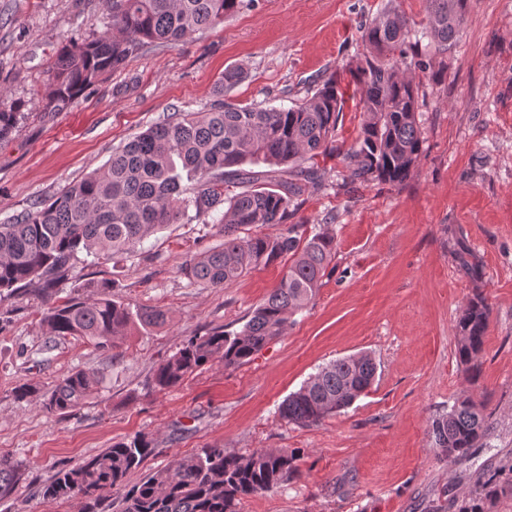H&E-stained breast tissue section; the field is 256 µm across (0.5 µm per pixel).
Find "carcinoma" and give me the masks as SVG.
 <instances>
[{"label":"carcinoma","instance_id":"1","mask_svg":"<svg viewBox=\"0 0 512 512\" xmlns=\"http://www.w3.org/2000/svg\"><path fill=\"white\" fill-rule=\"evenodd\" d=\"M253 0H109L108 29L83 42L67 41L49 70L51 91L44 106L57 112L82 96L99 78L121 69L148 44L176 46L186 37L224 23ZM423 51L410 50L409 20L387 2L362 30L366 53L348 72L359 94V134L347 150L336 131L347 103L346 91L331 76L289 107L240 104L226 98L201 112H179L133 136L112 151L100 169L24 215L0 224V295L41 297V321L53 341L76 336L102 349L133 331L165 323L161 309L133 307L112 294L113 285L89 282L82 292L58 297L57 282L79 255L118 264L167 224L220 214L224 243L194 254L182 273L203 288H222L252 268L287 256L279 283L250 313L235 334L214 330L190 337L159 363L147 388L162 393L219 358L235 368L282 334L290 319L313 299L335 258L336 240L328 232H308L290 224L299 197L318 181L316 159L342 154L345 183L404 184L423 153L418 122L419 84L412 71L429 73L433 58L455 43L468 0H428ZM245 78L231 66L217 86L226 97ZM21 104L0 94V143L21 118ZM265 165L276 174L258 170ZM240 191L224 194L226 178ZM279 224L269 237L252 232ZM489 307L472 299L460 316L457 357L466 381L479 373L489 324ZM377 364L368 354L333 361L288 395L279 415L311 426L351 406L368 393ZM103 383L96 368L75 370L44 394L41 405L52 415L79 409ZM486 415L470 397L459 399L432 423L434 447L446 457H466L484 435ZM155 451L153 438L136 434L61 471L40 489L47 501L76 500L78 512H106L112 493L125 490L120 512H239L243 499L269 492L298 472V459L279 451L228 453L219 446L172 461L126 487L128 476ZM23 464L0 457V499L25 480ZM499 489L498 478L483 483L479 496L458 512H488L485 504Z\"/></svg>","mask_w":512,"mask_h":512}]
</instances>
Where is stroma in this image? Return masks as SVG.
<instances>
[{"mask_svg": "<svg viewBox=\"0 0 512 512\" xmlns=\"http://www.w3.org/2000/svg\"><path fill=\"white\" fill-rule=\"evenodd\" d=\"M385 2L254 0L178 46L144 48L48 112V71L62 39L102 34L107 0H0V91L23 112L0 144V224L101 167L153 123L209 109L225 67L247 72L230 93L241 103L300 100L333 75L351 89L344 65L363 52L361 29ZM433 66L444 74L421 81L424 151L405 185L350 192L341 158L318 157L319 180L294 219L333 234L335 258L307 308L249 363L228 369L217 359L170 391L146 388L189 337L239 331L286 264L222 288L195 285L182 262L224 240L207 216L165 226L121 268L88 259L59 283L65 297L109 281L124 302L168 312L164 325L115 349L72 336L47 342L39 299L0 301V456L26 469L0 512H77L74 501H44L40 488L139 433L156 449L132 484L212 445L299 454V474L244 500L241 512H453L478 495L486 474L512 467V0H470L460 38ZM477 294L490 319L472 384L456 358L457 321ZM360 353L378 364L366 395L310 427L280 417L281 402L320 368ZM79 368L102 372L99 392L66 416L44 412L42 392ZM22 383L36 394L16 398ZM463 395L484 407L488 423L479 448L458 460L438 455L431 431Z\"/></svg>", "mask_w": 512, "mask_h": 512, "instance_id": "obj_1", "label": "stroma"}]
</instances>
